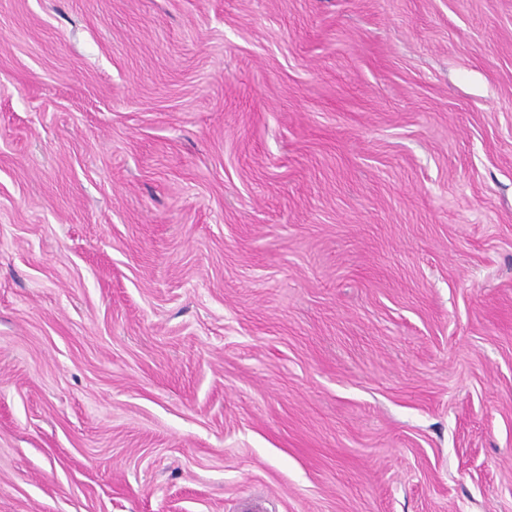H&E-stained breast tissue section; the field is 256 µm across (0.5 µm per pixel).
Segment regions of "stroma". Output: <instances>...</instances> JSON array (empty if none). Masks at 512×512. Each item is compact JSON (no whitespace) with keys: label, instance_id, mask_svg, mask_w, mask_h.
I'll return each instance as SVG.
<instances>
[{"label":"stroma","instance_id":"obj_1","mask_svg":"<svg viewBox=\"0 0 512 512\" xmlns=\"http://www.w3.org/2000/svg\"><path fill=\"white\" fill-rule=\"evenodd\" d=\"M512 512V0H0V512Z\"/></svg>","mask_w":512,"mask_h":512}]
</instances>
